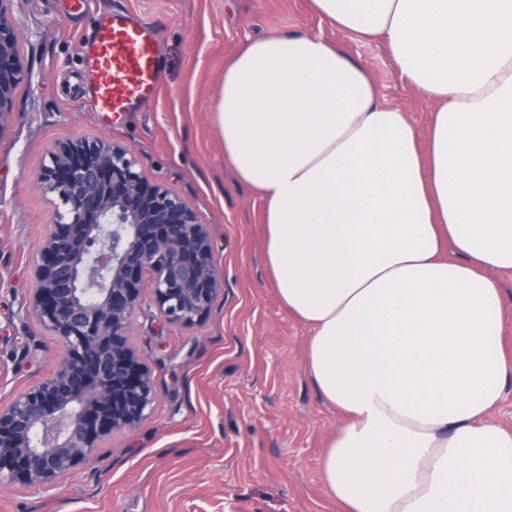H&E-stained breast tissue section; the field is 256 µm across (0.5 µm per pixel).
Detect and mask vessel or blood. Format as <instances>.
Segmentation results:
<instances>
[{
	"instance_id": "obj_1",
	"label": "vessel or blood",
	"mask_w": 512,
	"mask_h": 512,
	"mask_svg": "<svg viewBox=\"0 0 512 512\" xmlns=\"http://www.w3.org/2000/svg\"><path fill=\"white\" fill-rule=\"evenodd\" d=\"M152 23L127 12H100L82 50L83 78L97 112H133L151 102L162 80Z\"/></svg>"
}]
</instances>
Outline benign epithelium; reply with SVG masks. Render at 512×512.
<instances>
[{"instance_id": "1", "label": "benign epithelium", "mask_w": 512, "mask_h": 512, "mask_svg": "<svg viewBox=\"0 0 512 512\" xmlns=\"http://www.w3.org/2000/svg\"><path fill=\"white\" fill-rule=\"evenodd\" d=\"M10 2L0 0V130L30 81ZM36 184L58 194L64 211L36 254L32 311L65 352L44 378L0 399V481L51 487L88 464L98 440L152 410L151 371L129 341L141 288H153L165 322L190 325L209 312L224 278L209 226L138 171L131 149L60 143Z\"/></svg>"}]
</instances>
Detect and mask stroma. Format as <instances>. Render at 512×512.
<instances>
[{"label":"stroma","instance_id":"35a3bbf8","mask_svg":"<svg viewBox=\"0 0 512 512\" xmlns=\"http://www.w3.org/2000/svg\"><path fill=\"white\" fill-rule=\"evenodd\" d=\"M157 27L163 80L154 101L105 122L90 111L81 46L102 9ZM30 81L0 130V398L47 375L63 343L27 310L32 266L60 205L36 186L55 143L85 137L133 150L138 169L177 192L211 231L224 288L190 325L161 321L151 291L130 319L156 402L134 429L47 488L0 483V512H339L321 462L343 415L306 370L310 331L279 299L262 259L263 202L224 159L215 110L224 66L248 39L320 34L374 80L382 102L427 132L432 106L378 41L312 13L308 0H13Z\"/></svg>","mask_w":512,"mask_h":512}]
</instances>
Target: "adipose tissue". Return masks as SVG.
Returning <instances> with one entry per match:
<instances>
[{"instance_id":"adipose-tissue-1","label":"adipose tissue","mask_w":512,"mask_h":512,"mask_svg":"<svg viewBox=\"0 0 512 512\" xmlns=\"http://www.w3.org/2000/svg\"><path fill=\"white\" fill-rule=\"evenodd\" d=\"M382 39L433 105L427 136L319 35L224 67L217 123L259 192L264 256L311 328L307 371L345 424L322 479L344 512H512V0H309ZM494 277L500 280L506 295L507 316L504 343L509 354L512 355V271L495 272Z\"/></svg>"}]
</instances>
